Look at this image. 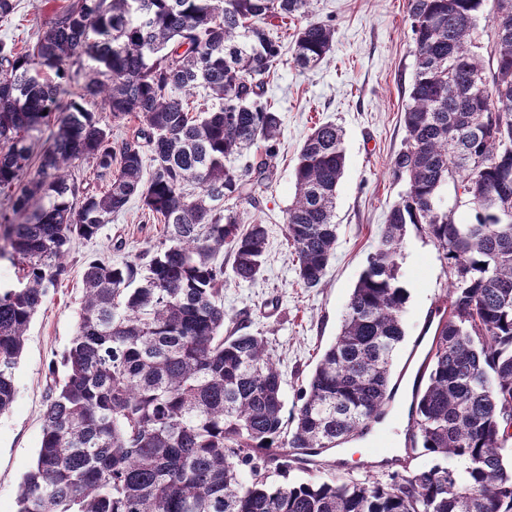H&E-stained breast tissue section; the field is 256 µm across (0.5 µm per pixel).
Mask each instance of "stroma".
I'll return each mask as SVG.
<instances>
[{"mask_svg": "<svg viewBox=\"0 0 512 512\" xmlns=\"http://www.w3.org/2000/svg\"><path fill=\"white\" fill-rule=\"evenodd\" d=\"M65 0H17L11 19L0 22V39L24 48L35 43ZM408 0H314V19L336 29L326 63L304 70L292 59V31L281 34L284 51L267 80L266 96L282 115V135L272 175L256 192L255 203L240 204L244 222L259 221L268 232L267 261L252 282L228 280L224 286L225 330L246 327L272 341L283 381L284 412L292 414L297 394L325 347L338 334L351 293L374 251L386 216L405 189L392 172V159L403 147V112L415 67V43ZM342 127L346 167L337 188L336 250L321 287H300L288 245L285 217L294 196L297 154L316 124ZM161 224L139 200L106 225L99 238L77 242L68 275L51 289L33 317L15 370L16 400L0 416V512H16L18 485L34 463L44 428L43 413L50 365L61 364L74 334L83 297L82 276L88 258L133 259L159 237ZM125 241L124 251L111 248ZM399 277L408 291L402 316L405 337L392 367L405 381L378 427L353 439V459L340 460L327 450L318 462L297 467L292 480L308 479L320 468L341 477L359 476L382 456L403 453L407 443L411 381L426 345L423 329L449 284L434 243L408 228Z\"/></svg>", "mask_w": 512, "mask_h": 512, "instance_id": "35a3bbf8", "label": "stroma"}]
</instances>
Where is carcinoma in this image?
I'll return each instance as SVG.
<instances>
[{
    "instance_id": "cac0c4a2",
    "label": "carcinoma",
    "mask_w": 512,
    "mask_h": 512,
    "mask_svg": "<svg viewBox=\"0 0 512 512\" xmlns=\"http://www.w3.org/2000/svg\"><path fill=\"white\" fill-rule=\"evenodd\" d=\"M488 2L486 65L472 34ZM312 5L73 0L28 49L0 40V190L11 202L0 258L18 273L17 286L0 289V415L16 398L29 323L66 276L74 240L97 238L133 198L163 224L134 259L86 264L16 512H512V0H408L416 62L392 161L406 189L301 388L293 431L267 338L224 335V246L238 281L265 263V225L242 227L235 207L254 199L277 156L282 118L262 100L281 56L274 22L306 19L291 53L315 68L336 29L309 19ZM85 57L95 68L73 90L70 70ZM197 88L211 104L194 115ZM98 99L112 124L86 108ZM128 119L136 135L113 142L112 126ZM259 142V161L226 165ZM80 164L101 188L74 179ZM344 170L342 130L318 125L299 153L285 219L305 288L321 286L335 254ZM450 181L471 205L467 220L437 208ZM410 225L450 276L408 409L413 447L435 464L290 481L298 454L363 435L394 397L408 299L398 259Z\"/></svg>"
}]
</instances>
